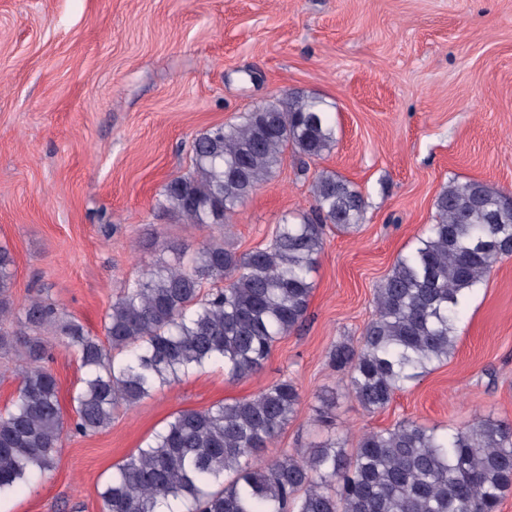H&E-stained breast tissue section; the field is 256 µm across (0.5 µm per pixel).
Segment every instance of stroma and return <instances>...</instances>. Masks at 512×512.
Returning a JSON list of instances; mask_svg holds the SVG:
<instances>
[{
  "label": "stroma",
  "instance_id": "obj_1",
  "mask_svg": "<svg viewBox=\"0 0 512 512\" xmlns=\"http://www.w3.org/2000/svg\"><path fill=\"white\" fill-rule=\"evenodd\" d=\"M291 92L331 103L336 144L319 158L286 153L229 219L224 247H265L284 215L310 212L313 172L355 184L365 219L355 233L327 228L301 328L252 376L209 365L88 435L71 428L79 357L47 336L61 450L53 471L0 497L6 512H103L113 465L173 413L283 378L301 402L265 460L332 430L354 443L406 419L512 421V256L469 299L454 356L384 411H364L328 360L359 340L375 286L433 222L448 181L512 192V0H0V246L15 261V307L43 296L103 336L112 301L161 242L193 249L212 234L157 205L191 170L194 138ZM325 393L329 426L314 412Z\"/></svg>",
  "mask_w": 512,
  "mask_h": 512
}]
</instances>
